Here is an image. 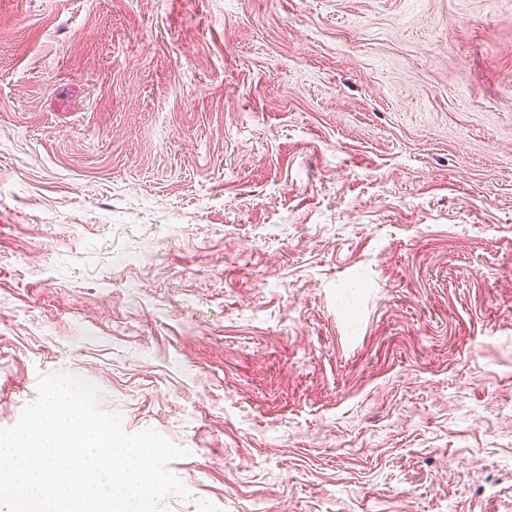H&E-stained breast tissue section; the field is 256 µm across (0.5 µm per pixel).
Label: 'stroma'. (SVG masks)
Here are the masks:
<instances>
[{
	"instance_id": "stroma-1",
	"label": "stroma",
	"mask_w": 512,
	"mask_h": 512,
	"mask_svg": "<svg viewBox=\"0 0 512 512\" xmlns=\"http://www.w3.org/2000/svg\"><path fill=\"white\" fill-rule=\"evenodd\" d=\"M55 373L167 512H512V0H0V428Z\"/></svg>"
}]
</instances>
